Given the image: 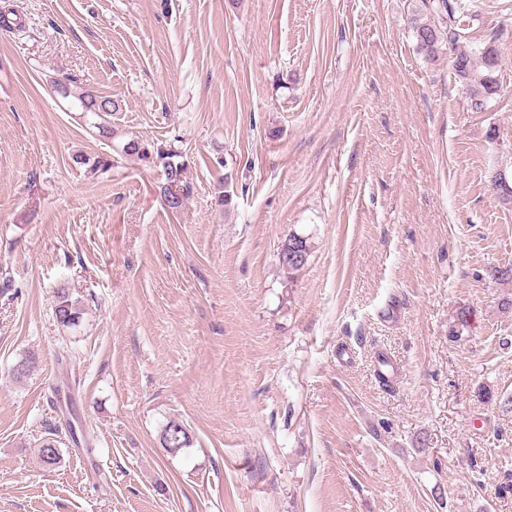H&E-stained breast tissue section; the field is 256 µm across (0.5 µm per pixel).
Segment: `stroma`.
<instances>
[{
    "label": "stroma",
    "mask_w": 512,
    "mask_h": 512,
    "mask_svg": "<svg viewBox=\"0 0 512 512\" xmlns=\"http://www.w3.org/2000/svg\"><path fill=\"white\" fill-rule=\"evenodd\" d=\"M7 2L0 512H512V0H471L470 47L501 35L480 112L420 0ZM132 140L182 154L181 209ZM78 100L83 112H92L101 119V116L118 112L122 108L120 101L108 96H101L89 90L81 93ZM288 242L291 244L297 243V257L294 256L283 247L280 253V262L282 268L288 271V274L294 275L301 271L307 264L308 258L311 254V242L309 238L303 235L293 233L289 235ZM81 308L77 300H73L69 293L63 290L58 292L54 306L57 321L65 327L75 326L81 319ZM161 440L167 451L175 453L189 445L190 437L186 426L182 422L170 419L162 427ZM164 442H167L170 445L169 448L172 449H168Z\"/></svg>",
    "instance_id": "35a3bbf8"
}]
</instances>
